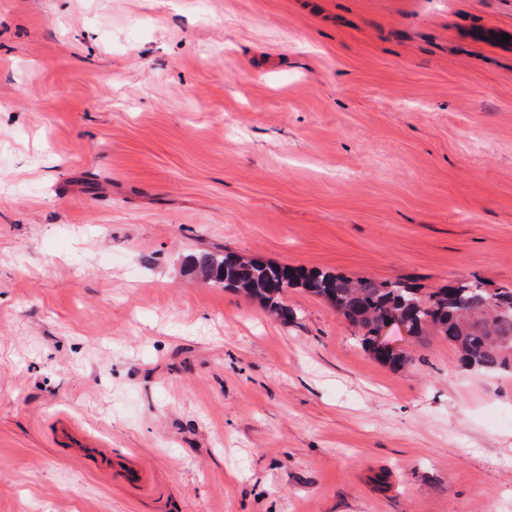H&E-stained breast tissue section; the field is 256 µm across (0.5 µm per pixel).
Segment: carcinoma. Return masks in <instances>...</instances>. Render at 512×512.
Masks as SVG:
<instances>
[{
  "label": "carcinoma",
  "mask_w": 512,
  "mask_h": 512,
  "mask_svg": "<svg viewBox=\"0 0 512 512\" xmlns=\"http://www.w3.org/2000/svg\"><path fill=\"white\" fill-rule=\"evenodd\" d=\"M192 264L204 278L245 292L285 323L296 319L283 300L288 289L301 287L328 300L359 331L362 345L384 364L402 366L408 361L406 353L373 341L394 319L405 322L418 338L436 334L448 340L469 368L493 373L512 360V288H489L475 279L424 291L402 281L353 280L231 252H202L192 257Z\"/></svg>",
  "instance_id": "obj_1"
}]
</instances>
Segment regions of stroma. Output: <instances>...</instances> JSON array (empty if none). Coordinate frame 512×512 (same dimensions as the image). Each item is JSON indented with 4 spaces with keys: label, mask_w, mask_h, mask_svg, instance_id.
<instances>
[{
    "label": "stroma",
    "mask_w": 512,
    "mask_h": 512,
    "mask_svg": "<svg viewBox=\"0 0 512 512\" xmlns=\"http://www.w3.org/2000/svg\"><path fill=\"white\" fill-rule=\"evenodd\" d=\"M224 249L512 288V0H0V512H512V367ZM62 450L67 455H79L94 464L97 469L112 473V452L104 448L97 437L80 430L67 421H59Z\"/></svg>",
    "instance_id": "1"
}]
</instances>
